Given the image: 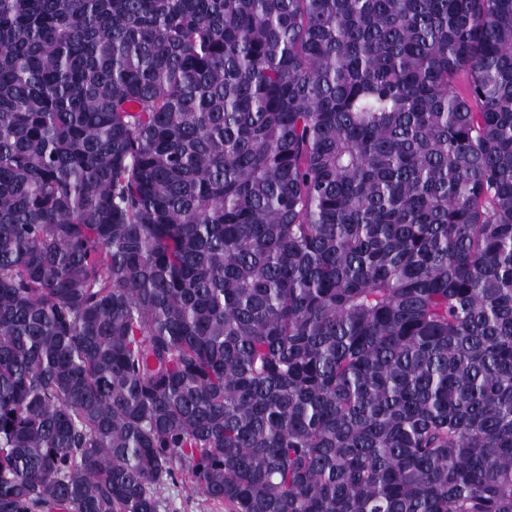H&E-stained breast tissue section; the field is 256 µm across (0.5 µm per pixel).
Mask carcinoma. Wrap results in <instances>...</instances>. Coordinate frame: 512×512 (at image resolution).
Masks as SVG:
<instances>
[{
    "label": "carcinoma",
    "instance_id": "cac0c4a2",
    "mask_svg": "<svg viewBox=\"0 0 512 512\" xmlns=\"http://www.w3.org/2000/svg\"><path fill=\"white\" fill-rule=\"evenodd\" d=\"M177 480L512 512V0H0V512Z\"/></svg>",
    "mask_w": 512,
    "mask_h": 512
}]
</instances>
